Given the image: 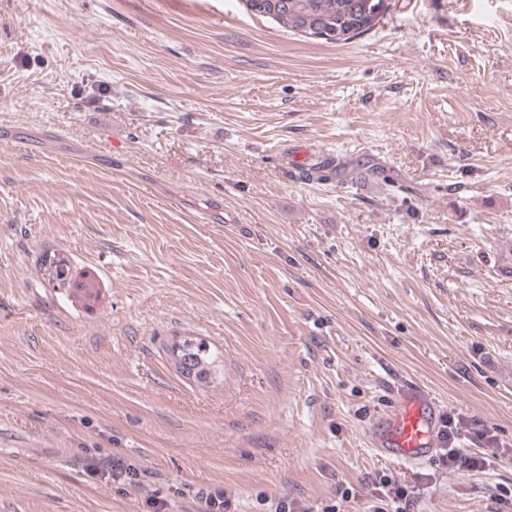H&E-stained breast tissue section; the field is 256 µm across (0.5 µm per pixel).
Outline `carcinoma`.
<instances>
[{"label": "carcinoma", "mask_w": 512, "mask_h": 512, "mask_svg": "<svg viewBox=\"0 0 512 512\" xmlns=\"http://www.w3.org/2000/svg\"><path fill=\"white\" fill-rule=\"evenodd\" d=\"M278 10L276 23L310 36L314 30H334L335 43H346L372 30L379 23L374 5L382 0H275ZM44 276L54 288L71 287L70 261L56 253L43 265ZM173 357L180 373L187 378L203 381L209 378L216 362L210 346L202 339H185L175 345Z\"/></svg>", "instance_id": "cac0c4a2"}]
</instances>
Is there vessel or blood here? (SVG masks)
<instances>
[{"instance_id": "vessel-or-blood-1", "label": "vessel or blood", "mask_w": 512, "mask_h": 512, "mask_svg": "<svg viewBox=\"0 0 512 512\" xmlns=\"http://www.w3.org/2000/svg\"><path fill=\"white\" fill-rule=\"evenodd\" d=\"M441 418L436 402L418 384L403 385L393 407L374 424L375 448L388 460L418 464L440 446Z\"/></svg>"}]
</instances>
